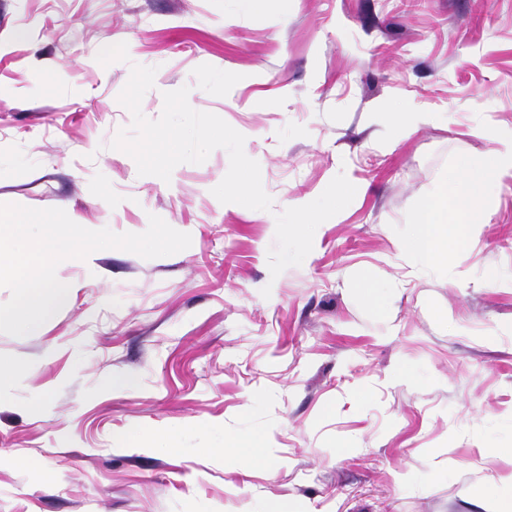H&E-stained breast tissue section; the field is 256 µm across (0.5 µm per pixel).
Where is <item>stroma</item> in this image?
I'll use <instances>...</instances> for the list:
<instances>
[{
  "label": "stroma",
  "mask_w": 512,
  "mask_h": 512,
  "mask_svg": "<svg viewBox=\"0 0 512 512\" xmlns=\"http://www.w3.org/2000/svg\"><path fill=\"white\" fill-rule=\"evenodd\" d=\"M122 42L128 61L98 63ZM134 63L157 69L147 118L186 86L245 134L271 211L213 196L226 150L166 182L111 149ZM412 110L437 120L401 133ZM510 128L512 0H0V202L192 239L59 264L69 304L0 333L18 369L0 512H493L512 487V179L458 258L403 245L433 185Z\"/></svg>",
  "instance_id": "stroma-1"
}]
</instances>
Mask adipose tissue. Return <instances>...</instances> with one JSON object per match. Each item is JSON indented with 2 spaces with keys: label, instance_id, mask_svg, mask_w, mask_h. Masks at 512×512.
Listing matches in <instances>:
<instances>
[{
  "label": "adipose tissue",
  "instance_id": "adipose-tissue-1",
  "mask_svg": "<svg viewBox=\"0 0 512 512\" xmlns=\"http://www.w3.org/2000/svg\"><path fill=\"white\" fill-rule=\"evenodd\" d=\"M493 149L467 159L458 175L439 183L419 204L412 222L417 232L408 244L425 263L440 264L460 254L466 229L487 223L494 183L512 178V130L491 134Z\"/></svg>",
  "mask_w": 512,
  "mask_h": 512
}]
</instances>
